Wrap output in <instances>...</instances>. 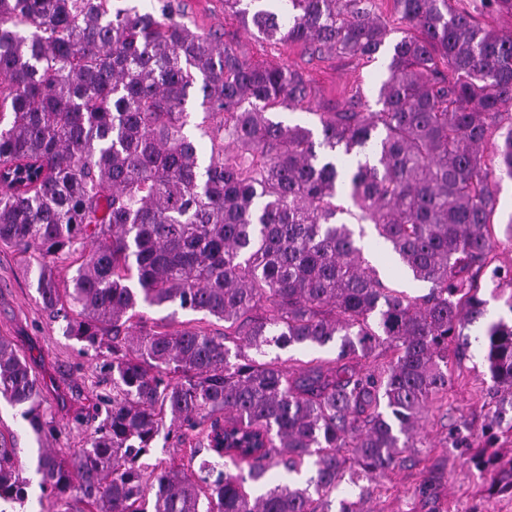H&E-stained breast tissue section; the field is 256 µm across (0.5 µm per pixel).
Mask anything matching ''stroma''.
Listing matches in <instances>:
<instances>
[{
  "instance_id": "35a3bbf8",
  "label": "stroma",
  "mask_w": 512,
  "mask_h": 512,
  "mask_svg": "<svg viewBox=\"0 0 512 512\" xmlns=\"http://www.w3.org/2000/svg\"><path fill=\"white\" fill-rule=\"evenodd\" d=\"M140 12L159 13L172 4L176 19L199 33H220L239 45L252 61L283 63L302 72L315 92L311 109H283L280 120L309 128L319 125L317 112L346 104L362 94L368 110L376 108V90L385 74V58L366 62L354 57L314 53L302 42H273L251 35L224 9V0H126ZM0 337L10 341L33 365L44 395L43 407L55 432L49 445L59 452L80 448L87 433L104 416L102 397L111 394L105 353L82 350L62 335L42 309L25 275L24 261L13 249L0 248ZM448 402L430 403L421 427L422 448L407 450L399 468L380 480L365 504L367 512H470L482 486L471 466L468 448L451 447L448 429L463 416L480 432L489 410L491 384L481 355L470 350L452 364Z\"/></svg>"
}]
</instances>
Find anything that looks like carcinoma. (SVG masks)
<instances>
[{"label":"carcinoma","mask_w":512,"mask_h":512,"mask_svg":"<svg viewBox=\"0 0 512 512\" xmlns=\"http://www.w3.org/2000/svg\"><path fill=\"white\" fill-rule=\"evenodd\" d=\"M224 0L267 38L376 59L389 30L373 0ZM409 32L388 51L376 111L317 113L320 134L271 117L311 102L285 65L258 64L172 16L112 0H0V247L24 256L37 300L83 348L109 349L112 396L84 446H43L38 377L0 339V398L38 443L34 512H363L373 482L422 443L449 360L472 343L492 382L479 443L454 421L453 446L512 491L511 317L502 298L498 187L512 178V37L453 0H392ZM210 143L203 159L197 138ZM376 162L347 163L362 154ZM349 199L351 207L343 205ZM423 295L391 288L343 215ZM73 256L75 274L52 268ZM167 311L159 319L144 309ZM224 321V334L178 311ZM336 342V365L291 371L267 349ZM389 359L363 365L377 347ZM205 448L199 465L147 464L162 430ZM23 449L0 433V512L24 506ZM244 464L247 475L234 474ZM305 483H270L274 468Z\"/></svg>","instance_id":"carcinoma-1"}]
</instances>
